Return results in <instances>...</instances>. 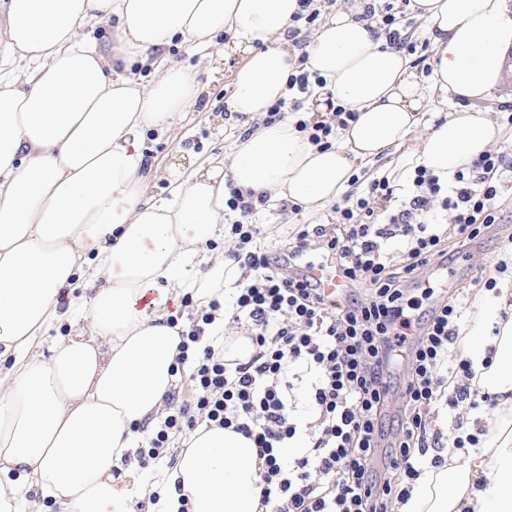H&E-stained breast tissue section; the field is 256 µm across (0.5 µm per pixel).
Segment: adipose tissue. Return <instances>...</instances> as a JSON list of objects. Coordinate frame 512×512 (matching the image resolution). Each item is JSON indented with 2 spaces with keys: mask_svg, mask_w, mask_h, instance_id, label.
<instances>
[{
  "mask_svg": "<svg viewBox=\"0 0 512 512\" xmlns=\"http://www.w3.org/2000/svg\"><path fill=\"white\" fill-rule=\"evenodd\" d=\"M299 0H5L0 10V512L28 494L62 512H137L112 472L136 429L161 411L176 378L179 336L169 306L231 294L241 272L223 238L226 181L324 209L348 189L354 165L411 145L410 166L441 180L471 166L499 137L482 107L512 51V0H412L433 47V84L456 109L425 113L401 52L370 20L335 12L314 38L286 34ZM117 19L113 45L82 36ZM217 53L241 49L228 111L256 116L284 97L293 61L328 81L357 118L336 145H312L292 123L261 125L172 184L143 198L140 138L184 112L197 79L163 49L174 39ZM156 78H131L135 62ZM223 238L224 251L209 245ZM207 267L198 274L197 264ZM81 289L68 311L59 296ZM71 313L80 327L40 338ZM490 343L463 342L481 388L505 408L481 447L428 470L400 512H512V320ZM257 453L221 428L189 436L167 485L190 512H262Z\"/></svg>",
  "mask_w": 512,
  "mask_h": 512,
  "instance_id": "adipose-tissue-1",
  "label": "adipose tissue"
}]
</instances>
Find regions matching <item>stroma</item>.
Here are the masks:
<instances>
[{"instance_id": "35a3bbf8", "label": "stroma", "mask_w": 512, "mask_h": 512, "mask_svg": "<svg viewBox=\"0 0 512 512\" xmlns=\"http://www.w3.org/2000/svg\"><path fill=\"white\" fill-rule=\"evenodd\" d=\"M169 55L177 66L195 71L200 92L192 105L180 113L166 134L147 129L142 149L150 167L145 190L146 199L169 195L173 175L190 173L214 157L229 154L246 129L242 122L224 116V100L232 91V76L244 60L243 54L228 53L218 57L204 45L183 44L174 41ZM262 235L259 243L266 251L277 253L293 241V230L298 220L288 202L270 204L260 217ZM512 228L500 226L497 232L486 235L479 247L473 248L467 259L452 267L458 287L464 288L470 303H478L487 291L475 281L480 269L503 260L505 244Z\"/></svg>"}]
</instances>
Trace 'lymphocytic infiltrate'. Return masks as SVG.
Here are the masks:
<instances>
[{
	"instance_id": "lymphocytic-infiltrate-1",
	"label": "lymphocytic infiltrate",
	"mask_w": 512,
	"mask_h": 512,
	"mask_svg": "<svg viewBox=\"0 0 512 512\" xmlns=\"http://www.w3.org/2000/svg\"><path fill=\"white\" fill-rule=\"evenodd\" d=\"M394 0H372L364 16L388 47L413 54V42ZM326 81L297 67L288 97L261 117L270 126L292 120L311 144L325 149L355 119L331 105L306 116L303 99ZM512 158L488 150L451 182L425 168L414 171V192L399 211L377 212L376 200L397 190L388 176L368 182L364 194L346 195L332 224H303L287 256L261 250L254 217L268 204L264 193L228 186L224 214L235 248L229 258L244 272L231 302L212 299L194 308L185 298L177 365H191V399L170 412L132 455L142 468L164 464L169 435L200 425L233 430L251 440L259 461L265 512H394L425 468L441 467L444 433L433 426L438 409L462 410L451 424L456 450L479 444L484 427L470 429L465 413L494 415V395L476 385L460 358L468 302L462 289L434 286L437 264L453 263L501 224L498 177ZM440 206L446 223L430 222ZM332 258L343 286L324 294L300 266L310 246ZM402 252L395 262L394 252ZM246 324L255 345L245 361L225 359L206 339L216 320ZM458 354L449 365L450 354ZM307 389L311 412L299 418L291 394ZM299 443L293 461L283 450Z\"/></svg>"
}]
</instances>
